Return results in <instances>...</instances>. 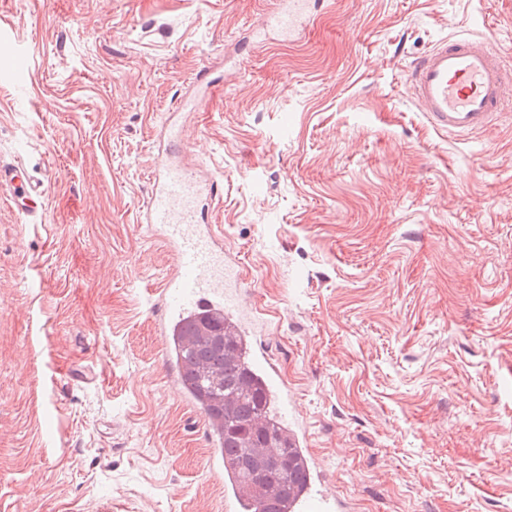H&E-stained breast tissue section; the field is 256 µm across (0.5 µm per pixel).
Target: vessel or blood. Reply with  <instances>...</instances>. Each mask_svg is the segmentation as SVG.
<instances>
[{
	"label": "vessel or blood",
	"instance_id": "b4317fda",
	"mask_svg": "<svg viewBox=\"0 0 512 512\" xmlns=\"http://www.w3.org/2000/svg\"><path fill=\"white\" fill-rule=\"evenodd\" d=\"M324 0H287L269 18L270 26L293 36L308 19L312 4ZM512 73H506L501 53L491 41L449 37L417 61L409 75L411 96L429 123L456 136L491 126L501 113ZM0 190L10 192L27 213L40 206V182L23 170L0 167ZM196 178L185 170L155 175L154 191L144 214L148 229L158 233L178 256V266L163 284L161 336H170L186 317L219 314L241 335H249L236 295L226 277L227 257L208 225L202 224ZM322 473L311 470L306 490L292 503L293 512H338L337 500L321 489Z\"/></svg>",
	"mask_w": 512,
	"mask_h": 512
}]
</instances>
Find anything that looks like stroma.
I'll return each instance as SVG.
<instances>
[{"label":"stroma","instance_id":"35a3bbf8","mask_svg":"<svg viewBox=\"0 0 512 512\" xmlns=\"http://www.w3.org/2000/svg\"><path fill=\"white\" fill-rule=\"evenodd\" d=\"M0 0V512H224L140 219L168 128L347 512H512V106L434 129L407 71L512 0ZM207 69L208 82L188 81ZM193 95L197 106L183 107ZM311 2V0H291L288 4H280L277 11L269 17L270 27L290 39L299 26L309 18ZM41 183L27 177L23 170L0 166V190L10 192L28 214L36 212L43 194Z\"/></svg>","mask_w":512,"mask_h":512}]
</instances>
